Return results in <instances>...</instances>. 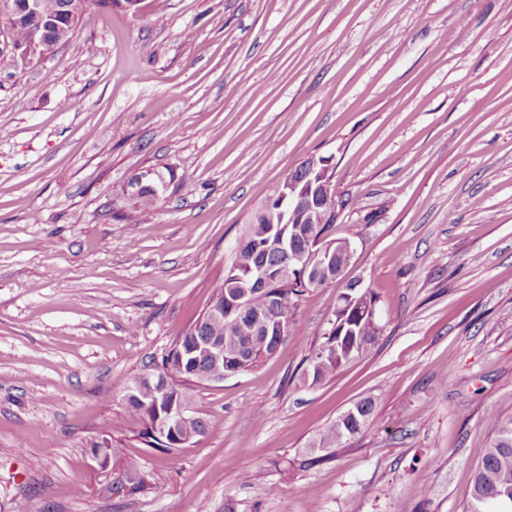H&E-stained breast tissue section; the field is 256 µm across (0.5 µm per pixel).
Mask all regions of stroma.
<instances>
[{
  "label": "stroma",
  "mask_w": 512,
  "mask_h": 512,
  "mask_svg": "<svg viewBox=\"0 0 512 512\" xmlns=\"http://www.w3.org/2000/svg\"><path fill=\"white\" fill-rule=\"evenodd\" d=\"M312 157L358 201L332 229L355 261L274 356L193 389L208 431L168 458L116 381L203 313L270 186ZM145 170L168 179L148 217ZM354 279L379 336L304 386ZM364 398L367 427L315 461ZM508 415L512 0H91L55 56L0 54V512H464ZM127 469L144 487L114 493ZM94 447H90L92 458L98 463L101 469H108L112 462L121 458L123 455V448L118 444L111 441V448H107L104 441H93ZM112 456H111V453Z\"/></svg>",
  "instance_id": "stroma-1"
}]
</instances>
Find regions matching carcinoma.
Returning <instances> with one entry per match:
<instances>
[{
    "instance_id": "cac0c4a2",
    "label": "carcinoma",
    "mask_w": 512,
    "mask_h": 512,
    "mask_svg": "<svg viewBox=\"0 0 512 512\" xmlns=\"http://www.w3.org/2000/svg\"><path fill=\"white\" fill-rule=\"evenodd\" d=\"M70 2L71 0H39L40 9L37 14L8 19L13 40L24 41L33 29L42 27L45 29V56L54 55L75 33L76 18L70 17L68 11ZM130 185L145 213L153 209L156 200L165 191L162 178L147 172L135 175ZM348 205L356 206L355 200L334 194L321 199L320 212L330 214ZM247 235L249 244L236 252L231 265L224 271L222 282L216 285L215 293L221 297L233 288H249L253 309L260 313V317L275 319L287 329L300 297L309 288L324 285V281L313 285L309 282L308 275L296 270L286 279L277 275L283 258L271 248L273 233L263 217H252L247 227ZM255 266H264L272 271L270 280L264 287L251 283L248 272L249 268ZM367 302L368 305L362 306L339 299L334 312L335 330L329 336H322V341L314 349L316 354L323 353V358L316 365H307L308 375L303 377L304 383L311 387L322 384L335 376L340 368L364 356L374 345L380 327L374 322L372 314L367 312V306H376V298L370 292L367 293ZM191 336L224 340V364L216 366L208 359L201 358L196 361L195 372L191 373L182 369L178 359L169 352L162 356L161 361L152 363L134 378H122L118 381V386L126 394L135 383H141L138 397L125 400V410L140 420L142 428L139 436L143 441L149 447L168 455L172 454L171 438L160 441L150 432L154 418L147 406L151 403L155 384H167L177 390L179 397L191 401L193 397L190 390L199 385V381L221 378L231 369L237 374L249 371L279 348L274 337L266 335L255 316L237 321L228 316L221 319L207 318L195 331L186 332L183 340L187 342ZM372 415V401L361 400L354 409V414L341 415L326 427L314 441L313 447H340L347 439L359 434ZM143 486L144 479L138 473L132 476L127 473L120 475L112 483V489L118 492L127 488L134 491ZM509 498L512 499V416L499 422L497 435L476 470L469 490L466 512H504L503 501Z\"/></svg>"
}]
</instances>
